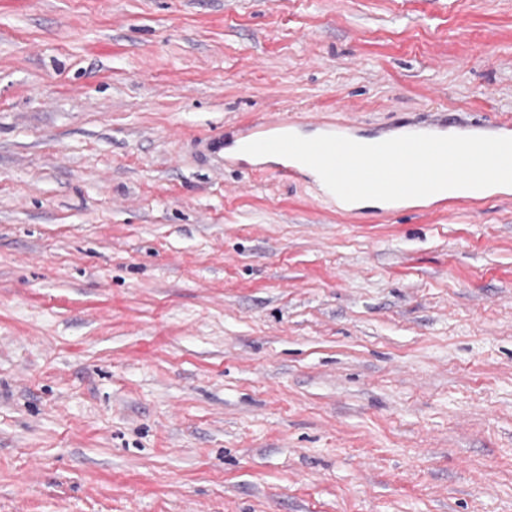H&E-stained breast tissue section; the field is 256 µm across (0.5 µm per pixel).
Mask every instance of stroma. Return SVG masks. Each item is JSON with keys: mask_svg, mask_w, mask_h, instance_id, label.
<instances>
[{"mask_svg": "<svg viewBox=\"0 0 512 512\" xmlns=\"http://www.w3.org/2000/svg\"><path fill=\"white\" fill-rule=\"evenodd\" d=\"M512 120V0H0V512H512V194L378 213L238 128ZM284 119H276L273 121H261L252 123L241 129L242 137L245 144L271 136L279 135L277 131L285 126Z\"/></svg>", "mask_w": 512, "mask_h": 512, "instance_id": "obj_1", "label": "stroma"}]
</instances>
